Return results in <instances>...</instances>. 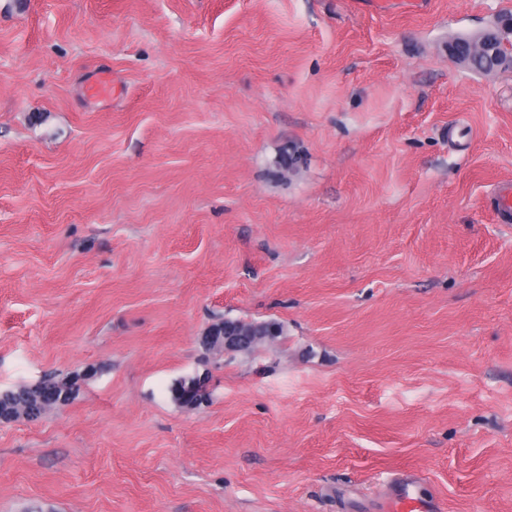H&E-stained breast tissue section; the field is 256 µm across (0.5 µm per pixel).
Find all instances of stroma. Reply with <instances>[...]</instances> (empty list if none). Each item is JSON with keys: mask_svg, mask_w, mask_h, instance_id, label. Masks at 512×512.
I'll use <instances>...</instances> for the list:
<instances>
[{"mask_svg": "<svg viewBox=\"0 0 512 512\" xmlns=\"http://www.w3.org/2000/svg\"><path fill=\"white\" fill-rule=\"evenodd\" d=\"M508 13L0 0V390L78 386L0 422V512H372L402 471L512 512V74L448 54ZM492 204L504 224L512 222V184L498 186L491 196ZM224 321L225 318H219L215 323H213L211 327L217 333H220V331H224V338L223 336L221 338H218L216 336L212 337L213 344L220 346L222 350H241L244 348V345L241 341V336L255 335L251 331L241 327L238 328L237 330H234L228 327L227 325L224 326ZM40 383L43 386V388L46 390L57 391V398L51 404H49V406L57 403L58 401H63V402L68 401L71 398L73 391L77 385V382L75 379H71V378L57 379L56 377H52V379H44ZM62 392L65 393L63 398H61ZM49 406L47 408H49ZM47 408H43L40 411V413L35 414L31 418L32 419L38 418ZM169 393L177 403H196L201 405L205 393L198 377L181 378L169 387ZM189 397L187 399L186 397Z\"/></svg>", "mask_w": 512, "mask_h": 512, "instance_id": "obj_1", "label": "stroma"}]
</instances>
